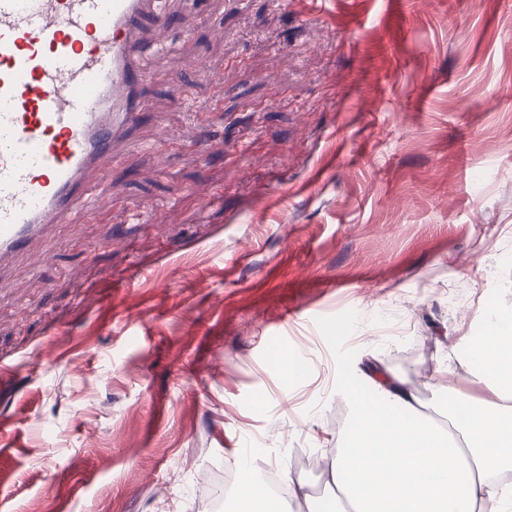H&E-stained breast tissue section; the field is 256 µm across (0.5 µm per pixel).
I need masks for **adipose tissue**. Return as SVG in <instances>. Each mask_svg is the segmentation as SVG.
<instances>
[{
  "instance_id": "adipose-tissue-1",
  "label": "adipose tissue",
  "mask_w": 512,
  "mask_h": 512,
  "mask_svg": "<svg viewBox=\"0 0 512 512\" xmlns=\"http://www.w3.org/2000/svg\"><path fill=\"white\" fill-rule=\"evenodd\" d=\"M487 335L460 361L476 398L449 389L427 407L398 374L373 369L346 384L349 414L336 438L325 484L336 512H512V316H487Z\"/></svg>"
}]
</instances>
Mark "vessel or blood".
<instances>
[{
    "instance_id": "b4317fda",
    "label": "vessel or blood",
    "mask_w": 512,
    "mask_h": 512,
    "mask_svg": "<svg viewBox=\"0 0 512 512\" xmlns=\"http://www.w3.org/2000/svg\"><path fill=\"white\" fill-rule=\"evenodd\" d=\"M170 23L169 0H0V267L89 215Z\"/></svg>"
}]
</instances>
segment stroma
Here are the masks:
<instances>
[{"instance_id":"1","label":"stroma","mask_w":512,"mask_h":512,"mask_svg":"<svg viewBox=\"0 0 512 512\" xmlns=\"http://www.w3.org/2000/svg\"><path fill=\"white\" fill-rule=\"evenodd\" d=\"M179 9L91 216L0 271L7 512H213L191 472L293 478L350 367L474 392L512 312V0Z\"/></svg>"}]
</instances>
